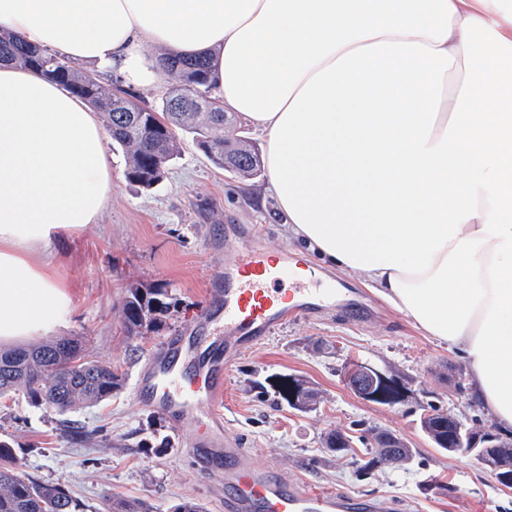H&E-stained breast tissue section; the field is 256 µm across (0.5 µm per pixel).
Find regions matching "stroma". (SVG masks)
Instances as JSON below:
<instances>
[{
    "instance_id": "obj_1",
    "label": "stroma",
    "mask_w": 512,
    "mask_h": 512,
    "mask_svg": "<svg viewBox=\"0 0 512 512\" xmlns=\"http://www.w3.org/2000/svg\"><path fill=\"white\" fill-rule=\"evenodd\" d=\"M112 195L100 223L54 242L72 305L65 335L82 338L93 358L123 376L111 399L59 416L31 405L24 391L0 396V441L15 450L26 474L62 484L84 512H109L108 498L171 512L190 498L204 512H222L224 489L197 475L187 449L196 427L175 426L150 411L134 388L147 358L170 336L218 330L215 295L232 255L247 245L316 268L321 279L363 295L360 316L331 309L286 321L229 367L224 420L260 465L292 482L339 489L378 500L383 512H512V488L500 485L475 457L435 448L421 432L423 410L437 406L471 429L496 430L491 414L470 393L468 367L447 345L415 328L356 273L321 264L307 245L282 232L283 216L264 185L265 173L240 178L216 167L192 140L165 178L144 191L126 178L125 153L106 142ZM163 285L168 309L144 335L128 336L120 306L129 284ZM352 357L388 368L409 389L406 403L377 406L357 398L339 370ZM274 374H297L318 392L316 406L299 412L262 395ZM413 448L409 464L359 476L372 429ZM351 444L339 455L325 445L332 430Z\"/></svg>"
}]
</instances>
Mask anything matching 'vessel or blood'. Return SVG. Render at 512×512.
Segmentation results:
<instances>
[{"label":"vessel or blood","instance_id":"vessel-or-blood-1","mask_svg":"<svg viewBox=\"0 0 512 512\" xmlns=\"http://www.w3.org/2000/svg\"><path fill=\"white\" fill-rule=\"evenodd\" d=\"M222 336H174L136 378L144 405L174 422L195 421L203 437L190 456L198 472L224 486V512H380L376 500L290 482L259 466L224 426V384L231 361L285 318L335 306L336 290L315 273L298 274L242 247L223 275Z\"/></svg>","mask_w":512,"mask_h":512}]
</instances>
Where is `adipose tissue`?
<instances>
[{
    "instance_id": "ef3b65f1",
    "label": "adipose tissue",
    "mask_w": 512,
    "mask_h": 512,
    "mask_svg": "<svg viewBox=\"0 0 512 512\" xmlns=\"http://www.w3.org/2000/svg\"><path fill=\"white\" fill-rule=\"evenodd\" d=\"M150 85L205 57L290 238L465 357L512 431V0H0V32ZM112 188L101 119L0 64V345L65 326L52 240Z\"/></svg>"
}]
</instances>
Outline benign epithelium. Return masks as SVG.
<instances>
[{"label": "benign epithelium", "mask_w": 512, "mask_h": 512, "mask_svg": "<svg viewBox=\"0 0 512 512\" xmlns=\"http://www.w3.org/2000/svg\"><path fill=\"white\" fill-rule=\"evenodd\" d=\"M343 382L361 400L383 406H395L409 396L403 384L386 369L360 358L349 359L341 369ZM432 442L437 448H447L453 454L473 456L482 460L480 446H488L498 435L485 431L472 432L448 418L445 412H435Z\"/></svg>", "instance_id": "obj_1"}]
</instances>
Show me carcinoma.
Listing matches in <instances>:
<instances>
[{
  "label": "carcinoma",
  "mask_w": 512,
  "mask_h": 512,
  "mask_svg": "<svg viewBox=\"0 0 512 512\" xmlns=\"http://www.w3.org/2000/svg\"><path fill=\"white\" fill-rule=\"evenodd\" d=\"M0 60H10L40 71L66 86L105 114L115 144L126 152L127 179L149 190L166 173L182 149L181 130L220 168L250 177L260 167L258 154L235 134L234 114L224 111L208 63L202 59L167 57L163 74L170 91L156 107H143L114 83L104 86L96 71L79 70L58 52L37 49L20 36L0 35ZM163 286H127L121 301L128 335L141 336L153 328L165 311ZM122 375L112 364L87 357L82 342L61 339L32 349H0V396L22 389L36 405L64 415L83 405L102 402L121 387ZM15 452L0 442V512H81L83 505L59 483H48L17 471ZM488 466L512 468V446L487 450Z\"/></svg>",
  "instance_id": "1"
}]
</instances>
